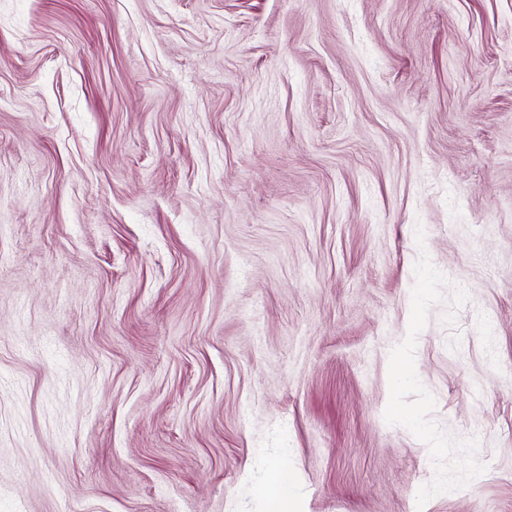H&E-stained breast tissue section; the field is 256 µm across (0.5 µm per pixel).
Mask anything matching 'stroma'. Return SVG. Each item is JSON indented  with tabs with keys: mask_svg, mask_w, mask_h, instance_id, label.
<instances>
[{
	"mask_svg": "<svg viewBox=\"0 0 512 512\" xmlns=\"http://www.w3.org/2000/svg\"><path fill=\"white\" fill-rule=\"evenodd\" d=\"M276 467L512 512V0H0V512Z\"/></svg>",
	"mask_w": 512,
	"mask_h": 512,
	"instance_id": "obj_1",
	"label": "stroma"
}]
</instances>
